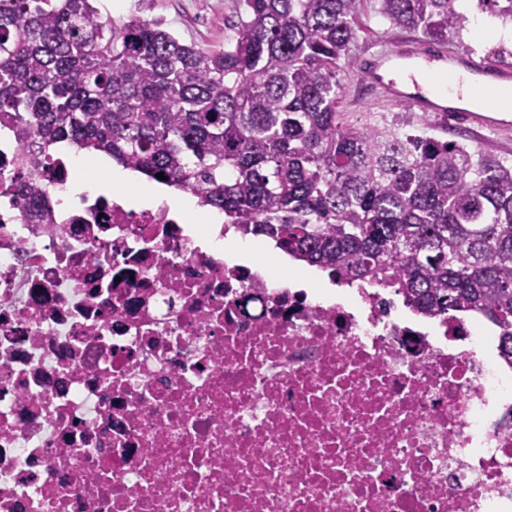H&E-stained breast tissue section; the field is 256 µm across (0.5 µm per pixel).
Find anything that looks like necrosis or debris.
Listing matches in <instances>:
<instances>
[{"mask_svg":"<svg viewBox=\"0 0 512 512\" xmlns=\"http://www.w3.org/2000/svg\"><path fill=\"white\" fill-rule=\"evenodd\" d=\"M27 159L0 127V512H512L499 327Z\"/></svg>","mask_w":512,"mask_h":512,"instance_id":"necrosis-or-debris-1","label":"necrosis or debris"}]
</instances>
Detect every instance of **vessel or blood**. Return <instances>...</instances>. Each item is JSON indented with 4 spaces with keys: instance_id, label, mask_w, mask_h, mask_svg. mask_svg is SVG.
I'll return each instance as SVG.
<instances>
[{
    "instance_id": "obj_1",
    "label": "vessel or blood",
    "mask_w": 512,
    "mask_h": 512,
    "mask_svg": "<svg viewBox=\"0 0 512 512\" xmlns=\"http://www.w3.org/2000/svg\"><path fill=\"white\" fill-rule=\"evenodd\" d=\"M416 60L436 63L438 72L458 80L466 75L477 77L482 93L494 101V108L465 110L452 105L447 97L427 92L405 73L406 65ZM360 83L387 102L407 105L412 111L437 119L462 120L477 133L512 127V66L489 63L469 53L444 48L421 52L407 41L397 49L372 52L360 72Z\"/></svg>"
}]
</instances>
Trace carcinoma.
<instances>
[{"instance_id":"carcinoma-1","label":"carcinoma","mask_w":512,"mask_h":512,"mask_svg":"<svg viewBox=\"0 0 512 512\" xmlns=\"http://www.w3.org/2000/svg\"><path fill=\"white\" fill-rule=\"evenodd\" d=\"M363 0H240L224 49L161 19L119 26L93 0H0V125L43 158L12 187L41 196L56 145L157 174L339 282L396 284L427 316L501 328L512 357V163L454 140L340 112ZM512 23V0H372L435 45L470 9Z\"/></svg>"}]
</instances>
